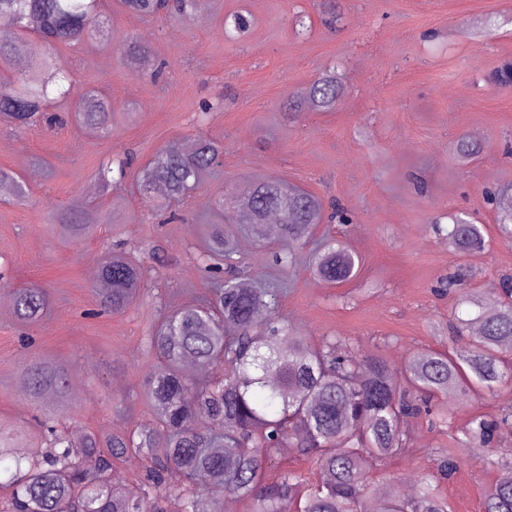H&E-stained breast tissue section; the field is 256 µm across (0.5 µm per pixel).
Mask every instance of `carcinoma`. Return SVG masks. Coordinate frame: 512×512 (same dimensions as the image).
I'll return each instance as SVG.
<instances>
[{
	"label": "carcinoma",
	"instance_id": "carcinoma-1",
	"mask_svg": "<svg viewBox=\"0 0 512 512\" xmlns=\"http://www.w3.org/2000/svg\"><path fill=\"white\" fill-rule=\"evenodd\" d=\"M205 0H120L122 9L154 19L193 15ZM102 0H0V24L15 27L16 37L0 42V62L26 56L27 70L7 87H0V119L21 126L62 122L68 103L76 122L109 131L115 121L111 101L93 88L72 84L61 46L100 37L109 21ZM132 62L148 56L151 45L131 38L118 47ZM494 87L512 86V59L503 60L488 77ZM343 88V73L334 66L294 93L288 115L304 108L330 112ZM223 145L201 135L190 152L178 145L156 153L135 174V186L144 198L158 189L165 198L183 200L199 190L205 174L221 163ZM132 167L130 154L115 155L98 168V183L107 193L121 183ZM0 192L21 202L25 181L0 168ZM229 220L256 241L266 238L269 217L279 221L278 266L293 263L295 247L309 242L320 224L350 222L336 206L325 212L321 200L307 190L277 179L254 182L243 197L230 196ZM498 229L512 242V185L497 192ZM435 226L448 248L464 259L486 248L485 227L451 218ZM72 239L88 236L103 223L96 206L64 208L55 215ZM197 259L208 274L206 295L168 310L150 336V347L162 360L142 387V399L151 407L155 425L101 438L92 432L60 428L47 417L40 422L46 440L44 454L16 460L12 475L13 512H163V502L175 495L184 512H224V496L251 503V512H278L280 502L296 503L298 512H361L369 494L380 512H448V501L432 484L420 480L417 493L402 497L390 484L373 487L370 474L387 460L412 452L402 418L436 415L451 417L450 408L433 412V399H452L474 387L492 389L512 381V276L489 304L478 294L469 302L478 308L473 319H459V335L466 347L454 354L426 350L409 357L400 373L382 358L359 360L342 336L315 342L288 320L257 316L264 307L276 308L274 288H244V273L224 224L202 227ZM363 265L354 249L327 237L316 243L310 269L322 281L339 285L357 278ZM101 306L113 314L125 312L140 297L144 267L136 248L119 246L105 251L100 262ZM471 276L461 262L440 285L450 290ZM16 318L38 320L49 304L48 293L36 286L12 292ZM193 360L199 373L217 368L220 375L199 381L182 364ZM34 400L50 394L67 396L69 369L58 362L29 365L24 373ZM512 427V410L489 420L470 419L458 444L477 442L497 446L498 432ZM282 448L313 459L317 478L284 469L273 480L265 463ZM96 457L88 471L82 455ZM437 474L448 477L457 460L450 449L438 448ZM134 459L141 464L136 488L109 479L114 462ZM484 512H512V483L492 485L484 494Z\"/></svg>",
	"mask_w": 512,
	"mask_h": 512
}]
</instances>
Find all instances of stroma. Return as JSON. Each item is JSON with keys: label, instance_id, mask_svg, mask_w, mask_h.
Listing matches in <instances>:
<instances>
[{"label": "stroma", "instance_id": "obj_1", "mask_svg": "<svg viewBox=\"0 0 512 512\" xmlns=\"http://www.w3.org/2000/svg\"><path fill=\"white\" fill-rule=\"evenodd\" d=\"M319 0H210L196 22L148 20L105 0L110 25L96 41L65 48L73 81L108 96L118 116L105 133L76 122L53 129L0 124V168L22 176L25 202L0 196V294L44 288L50 307L24 325L11 303L0 305V423L21 424L13 450L44 452L37 418L54 414L59 425L101 435L151 425L139 397L159 363L149 336L166 306L200 297L206 286L196 260L200 226L225 222L210 204L240 193L257 178L301 186L323 202L336 201L352 223L330 225L363 259L360 275L341 286L319 283L309 271L311 245L295 251L292 268L279 270L271 253L277 235L260 246L237 245L254 287L280 280L278 314L313 339H349L359 359L381 357L401 368L421 350L463 347L446 327L468 293L487 294L512 274V245L499 237L496 214L483 191L512 184V89L486 79L512 58V0H340L335 28L323 25ZM250 20L243 38L224 37V16ZM309 16L300 34L293 19ZM149 41L147 65H129L118 47ZM167 68L153 73L159 62ZM346 76L332 112L288 118L291 92L325 68ZM217 111L201 114L203 102ZM221 141V166L194 197L171 208L179 220L164 224L153 201L132 182L110 194L96 171L110 155L128 153L142 164L173 142L198 133ZM461 137L480 152L460 162ZM97 206L108 223L76 241L53 218L62 207ZM464 212L486 228L488 246L471 258L472 276L460 291L442 295L439 279L457 257L432 231L442 213ZM138 246L148 288L126 312L100 313L101 290L91 275L107 247ZM67 364L78 388L66 405L53 396L34 401L23 373L34 362ZM448 427L408 419L411 455L388 460L372 477L402 488L436 469L435 449H453L458 470L439 491L448 512H482L485 491L512 472V434L497 451L456 446L454 437L477 414L497 417L512 409V385L458 396Z\"/></svg>", "mask_w": 512, "mask_h": 512}]
</instances>
